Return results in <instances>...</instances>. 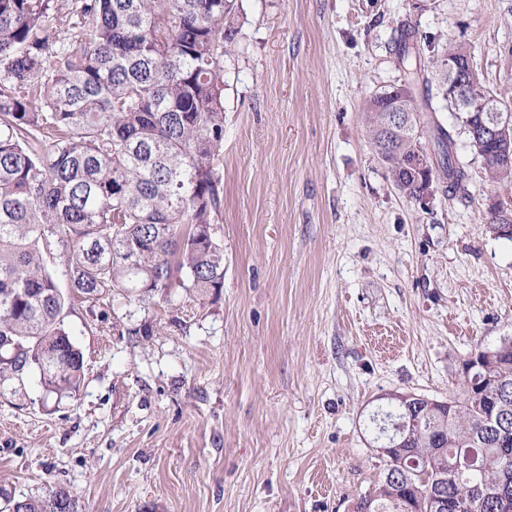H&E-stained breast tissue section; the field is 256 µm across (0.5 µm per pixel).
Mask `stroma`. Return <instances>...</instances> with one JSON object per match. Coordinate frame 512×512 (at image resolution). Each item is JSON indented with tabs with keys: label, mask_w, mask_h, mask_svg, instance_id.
<instances>
[{
	"label": "stroma",
	"mask_w": 512,
	"mask_h": 512,
	"mask_svg": "<svg viewBox=\"0 0 512 512\" xmlns=\"http://www.w3.org/2000/svg\"><path fill=\"white\" fill-rule=\"evenodd\" d=\"M224 58V286L113 294L66 318L76 397L37 377L0 392V510L70 496L78 512H354L383 476L380 395L438 400L476 347L512 337V242L485 220L490 184L465 134L469 199L406 198L362 107L422 64L471 50L512 88V0H237ZM418 46L417 32L414 27L409 25L407 28H404L401 33L399 41V57L402 63L405 60L408 61L411 57H415V71L409 72L410 77H412V75H417L419 77L417 66V57L419 55Z\"/></svg>",
	"instance_id": "35a3bbf8"
}]
</instances>
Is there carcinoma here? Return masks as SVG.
<instances>
[{
    "label": "carcinoma",
    "instance_id": "1",
    "mask_svg": "<svg viewBox=\"0 0 512 512\" xmlns=\"http://www.w3.org/2000/svg\"><path fill=\"white\" fill-rule=\"evenodd\" d=\"M233 0H0V387L36 375L46 397H74L84 355L65 318L74 300L95 305L120 290L145 296L178 286L197 298L224 287V248L208 242L224 151V56L238 34ZM417 32L402 30L399 57H418ZM469 94L498 107L477 77ZM399 104L424 122L427 99L393 87L370 96L364 125L397 189L427 196L404 169L428 150L445 191L470 197L471 175L452 130L404 133L382 151L380 128ZM486 181L512 182L497 148L471 145ZM141 252L130 257L128 244ZM66 269L69 291L52 265ZM500 381L501 424L487 395ZM445 418L423 417L398 438L403 467L360 498L378 512H512V339L462 375ZM14 512H76L64 494L17 502Z\"/></svg>",
    "mask_w": 512,
    "mask_h": 512
}]
</instances>
